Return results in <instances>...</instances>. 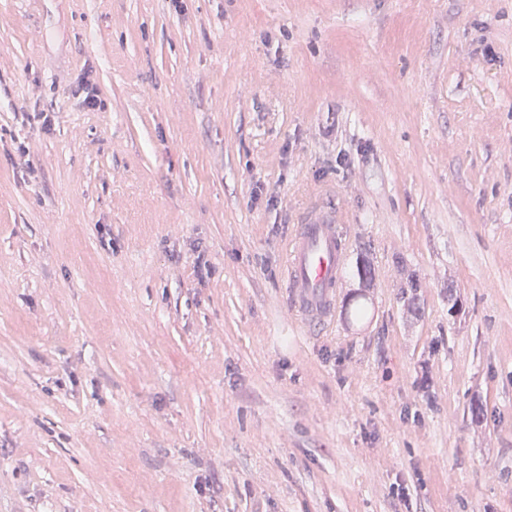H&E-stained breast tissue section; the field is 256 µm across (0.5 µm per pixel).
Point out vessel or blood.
Listing matches in <instances>:
<instances>
[{"label":"vessel or blood","instance_id":"1","mask_svg":"<svg viewBox=\"0 0 512 512\" xmlns=\"http://www.w3.org/2000/svg\"><path fill=\"white\" fill-rule=\"evenodd\" d=\"M346 256L347 239L334 208L318 207L297 224L287 253L286 286L306 323L332 321Z\"/></svg>","mask_w":512,"mask_h":512}]
</instances>
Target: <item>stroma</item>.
Returning <instances> with one entry per match:
<instances>
[{
	"label": "stroma",
	"instance_id": "1",
	"mask_svg": "<svg viewBox=\"0 0 512 512\" xmlns=\"http://www.w3.org/2000/svg\"><path fill=\"white\" fill-rule=\"evenodd\" d=\"M0 512H512V0H0ZM339 212L320 206L296 225L287 250L286 286L293 306L308 324L333 320L336 287L347 256Z\"/></svg>",
	"mask_w": 512,
	"mask_h": 512
}]
</instances>
